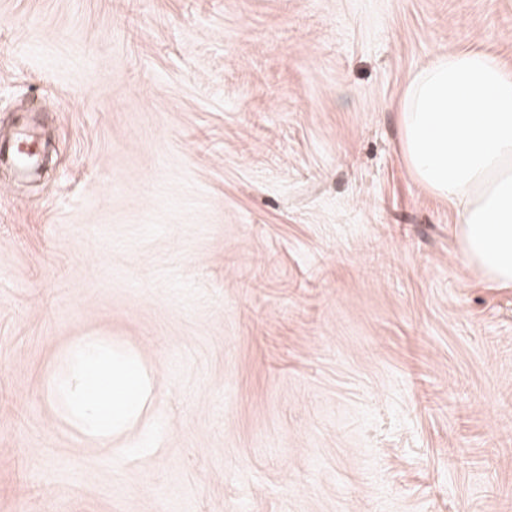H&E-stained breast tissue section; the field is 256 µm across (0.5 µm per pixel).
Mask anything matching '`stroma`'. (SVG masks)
Returning a JSON list of instances; mask_svg holds the SVG:
<instances>
[{"label":"stroma","mask_w":512,"mask_h":512,"mask_svg":"<svg viewBox=\"0 0 512 512\" xmlns=\"http://www.w3.org/2000/svg\"><path fill=\"white\" fill-rule=\"evenodd\" d=\"M470 49L512 0H0V512H512V289L402 151ZM89 337L157 371L109 440ZM37 138L27 128L19 130L7 147L9 156L20 172H23L28 165L29 159L35 154ZM154 375V369L134 357L97 340L82 341L72 347L51 396L64 399L87 436L111 437L126 430L146 409Z\"/></svg>","instance_id":"1"}]
</instances>
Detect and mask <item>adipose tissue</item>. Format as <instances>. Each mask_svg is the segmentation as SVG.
<instances>
[{"mask_svg":"<svg viewBox=\"0 0 512 512\" xmlns=\"http://www.w3.org/2000/svg\"><path fill=\"white\" fill-rule=\"evenodd\" d=\"M154 370L97 340L75 344L67 367L53 384L83 433L106 438L122 433L145 410Z\"/></svg>","mask_w":512,"mask_h":512,"instance_id":"1","label":"adipose tissue"}]
</instances>
